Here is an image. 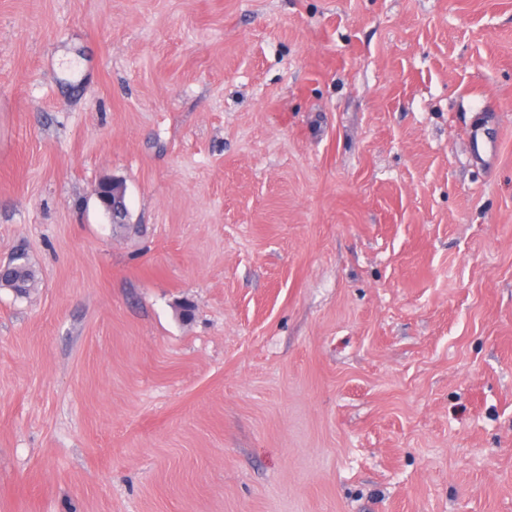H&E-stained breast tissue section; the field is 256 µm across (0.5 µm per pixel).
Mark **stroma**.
<instances>
[{
    "label": "stroma",
    "mask_w": 512,
    "mask_h": 512,
    "mask_svg": "<svg viewBox=\"0 0 512 512\" xmlns=\"http://www.w3.org/2000/svg\"><path fill=\"white\" fill-rule=\"evenodd\" d=\"M21 247L0 512H512V0H0ZM4 267L7 272L0 275V288L11 289L17 297H25L37 288L38 274L25 251H18Z\"/></svg>",
    "instance_id": "1"
}]
</instances>
